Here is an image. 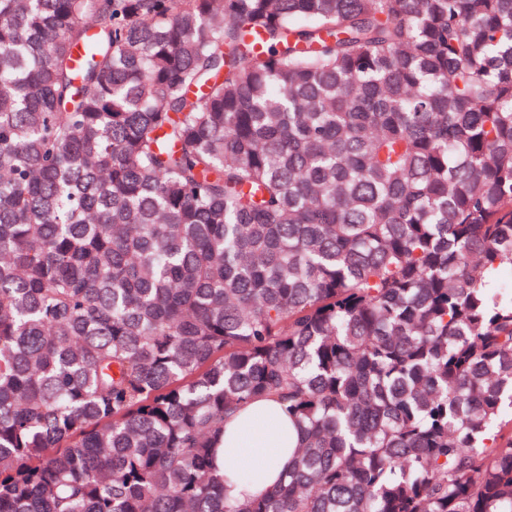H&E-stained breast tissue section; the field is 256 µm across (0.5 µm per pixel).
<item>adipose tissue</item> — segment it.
<instances>
[{
    "label": "adipose tissue",
    "instance_id": "ef3b65f1",
    "mask_svg": "<svg viewBox=\"0 0 512 512\" xmlns=\"http://www.w3.org/2000/svg\"><path fill=\"white\" fill-rule=\"evenodd\" d=\"M297 442V431L271 400H254L227 418L222 462L225 469L237 468L249 477L225 483V497L244 503L276 486Z\"/></svg>",
    "mask_w": 512,
    "mask_h": 512
}]
</instances>
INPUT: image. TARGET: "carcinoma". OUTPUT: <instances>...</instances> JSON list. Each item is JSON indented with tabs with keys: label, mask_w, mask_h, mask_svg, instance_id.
<instances>
[{
	"label": "carcinoma",
	"mask_w": 512,
	"mask_h": 512,
	"mask_svg": "<svg viewBox=\"0 0 512 512\" xmlns=\"http://www.w3.org/2000/svg\"><path fill=\"white\" fill-rule=\"evenodd\" d=\"M503 270L512 0H0V512H512ZM276 419L278 428L267 424ZM298 433L275 402L257 399L224 421L225 470L239 469L251 474L248 480L226 481L224 496L238 503L259 496L276 486L288 467ZM254 457L263 458L259 464Z\"/></svg>",
	"instance_id": "cac0c4a2"
}]
</instances>
